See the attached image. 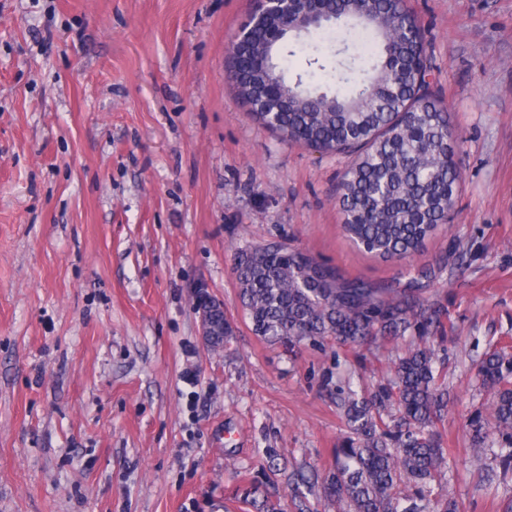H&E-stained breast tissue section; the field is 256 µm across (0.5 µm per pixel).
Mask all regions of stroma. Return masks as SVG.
<instances>
[{
    "mask_svg": "<svg viewBox=\"0 0 512 512\" xmlns=\"http://www.w3.org/2000/svg\"><path fill=\"white\" fill-rule=\"evenodd\" d=\"M459 137L461 185L423 250L383 261L342 234L351 158L283 141L225 73L253 0H0V512H334L347 433L338 387L386 383L408 338L256 336L239 248H300L345 279L403 288L455 326L434 347L455 405L436 491L502 512L512 473L479 481L464 425L492 400L476 364L512 353V0H407ZM365 35L339 32L290 79L357 80ZM234 336L198 332L194 292ZM196 311L199 316V331L206 346L212 350L213 348H224L234 334V328L227 320L224 314V301L212 295L205 286H201L197 293ZM223 312V342L222 345L214 343L216 325V314Z\"/></svg>",
    "mask_w": 512,
    "mask_h": 512,
    "instance_id": "obj_1",
    "label": "stroma"
}]
</instances>
